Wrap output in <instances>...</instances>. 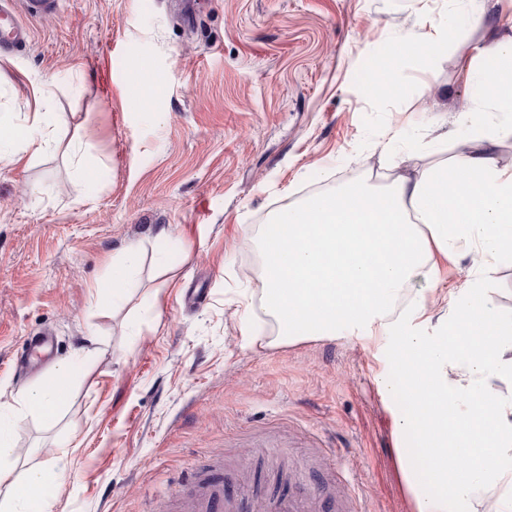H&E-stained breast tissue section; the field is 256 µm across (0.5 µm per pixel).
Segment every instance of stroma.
<instances>
[{
	"mask_svg": "<svg viewBox=\"0 0 512 512\" xmlns=\"http://www.w3.org/2000/svg\"><path fill=\"white\" fill-rule=\"evenodd\" d=\"M444 22L447 50L404 55ZM30 26L0 57V113L23 122L40 86L53 139L0 161V406L61 363L74 378L55 423L21 422L16 475L65 456L53 512H182L185 486L214 473L249 486L243 512L297 492L412 512L392 426L403 406L374 382L384 338L275 343L257 232L319 189L387 188L452 158L470 50L512 33V0L493 17L469 0H59ZM385 56L405 93L374 99L362 79ZM135 242L125 298L98 304ZM43 331L39 371L25 350Z\"/></svg>",
	"mask_w": 512,
	"mask_h": 512,
	"instance_id": "obj_1",
	"label": "stroma"
}]
</instances>
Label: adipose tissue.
Masks as SVG:
<instances>
[{
    "mask_svg": "<svg viewBox=\"0 0 512 512\" xmlns=\"http://www.w3.org/2000/svg\"><path fill=\"white\" fill-rule=\"evenodd\" d=\"M467 79L484 105L472 138L490 145L512 133V35L475 46ZM44 122L41 112L0 122V161L41 153ZM258 240L277 343L342 332L391 339L392 369L376 384L383 398L409 403L393 427L419 444L396 451L412 512H512V315L489 297L496 272L512 265V166L472 150L386 189L351 183L280 210ZM466 256L468 286L443 294L441 314L416 295L397 307L413 276ZM72 372L60 365L0 420V512H52L65 467L20 481L8 457L18 421L55 422Z\"/></svg>",
    "mask_w": 512,
    "mask_h": 512,
    "instance_id": "obj_1",
    "label": "adipose tissue"
}]
</instances>
